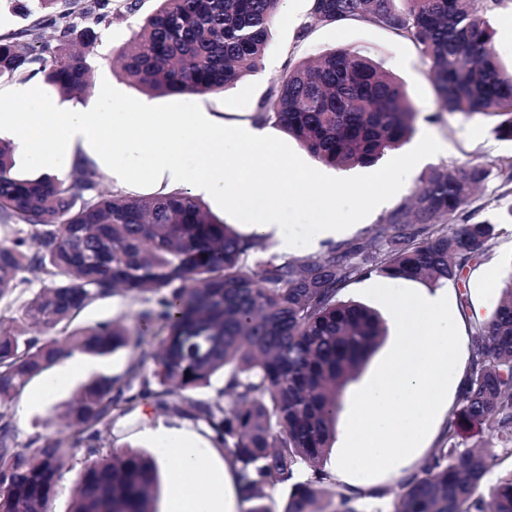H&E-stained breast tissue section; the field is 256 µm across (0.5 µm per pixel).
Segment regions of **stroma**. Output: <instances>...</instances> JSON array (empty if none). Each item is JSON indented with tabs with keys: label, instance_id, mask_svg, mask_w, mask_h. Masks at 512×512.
<instances>
[{
	"label": "stroma",
	"instance_id": "stroma-1",
	"mask_svg": "<svg viewBox=\"0 0 512 512\" xmlns=\"http://www.w3.org/2000/svg\"><path fill=\"white\" fill-rule=\"evenodd\" d=\"M154 5V0H140L137 13H123L113 17L111 25L101 31L95 45L99 66L94 78L95 87L110 86L122 101L142 104L152 112H205L224 120L229 127L248 122L258 105L275 95L279 80L289 64L337 47L368 51L407 84L418 109L417 131L397 152L388 153L370 167L339 170L326 166L312 158L279 126L273 124L269 127L270 150L281 160L284 167L309 173L320 179L323 185L334 186L337 193H344L352 186H366L375 175L383 176L384 182L380 191L386 197L385 204L370 211L364 223L351 225L343 236L344 241L369 237L374 225L380 223L390 211L408 198L421 176L430 168H459L471 162H486L512 156V142L499 140L492 131L490 121H467L457 114L438 113L428 67L420 49L414 43L371 23H310L309 0H282L272 22L269 46L260 67L234 85L208 95L149 96L115 75L107 59L114 49L131 39L140 17L150 13ZM303 25L307 26L308 32L301 38L297 32ZM399 157L407 159V169H395L394 162ZM511 274L512 224H497L496 234L488 243L484 262L467 276L464 291L468 294L467 306H460L458 296L461 291L455 285L449 284L445 287L460 334L458 371H465L468 364L475 337L473 320H484L492 315L501 297V283ZM128 358V351L114 353L103 359L101 364L92 365L89 372L70 378L48 401L35 398L43 385L42 380L38 379L29 384L19 397L20 402L25 405L23 412L16 415L19 440H26L37 422L46 420L49 421L51 429H59L60 421L53 409L54 404L67 401L88 376L100 373L120 374ZM458 396V391H449L444 410L436 416L423 448L406 467L393 469L370 479L340 474L336 471L339 450L334 447L325 463L326 470L334 473L337 483L342 485L363 489L382 488L391 493L395 492L401 480L417 471L423 458L437 447L445 432L448 413L458 404ZM158 424L189 432L195 429L191 421L159 415L152 407L142 405L115 425L107 437V442L118 447L131 445L152 449L149 430Z\"/></svg>",
	"mask_w": 512,
	"mask_h": 512
}]
</instances>
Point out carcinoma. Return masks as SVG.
<instances>
[{
	"label": "carcinoma",
	"mask_w": 512,
	"mask_h": 512,
	"mask_svg": "<svg viewBox=\"0 0 512 512\" xmlns=\"http://www.w3.org/2000/svg\"><path fill=\"white\" fill-rule=\"evenodd\" d=\"M506 0H310L316 23L368 22L409 39L428 66L438 112L495 120L512 142V74L501 68L491 15ZM34 21L0 35V79L36 80L66 98L92 89L98 29L139 0H9ZM281 0H157L112 56L118 76L156 96L206 95L258 69ZM407 85L357 48L288 69L255 121H274L326 166L374 165L416 131ZM495 176L512 195V160L433 168L409 203L363 243L320 258L274 253L184 192L106 194L83 163L70 177L24 175L0 140V512H53L64 469L79 460L69 512H155L153 455L106 448L105 435L140 405L201 425L224 449L246 512H368L385 491H353L323 462L348 385L386 336L375 310L342 298L375 273L436 289L484 261L496 224L460 214ZM35 273L38 287L27 274ZM121 295L136 326L80 323ZM476 341L438 447L404 478L390 512H512V471L483 489L499 454L512 456V278ZM131 350L120 376L81 384L64 428L18 442L12 404L75 354ZM219 375L215 395L194 394ZM465 427L493 441L461 447ZM288 487L275 502L277 486Z\"/></svg>",
	"instance_id": "cac0c4a2"
}]
</instances>
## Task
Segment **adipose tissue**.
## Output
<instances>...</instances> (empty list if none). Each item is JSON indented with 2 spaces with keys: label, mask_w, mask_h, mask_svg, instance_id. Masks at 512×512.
I'll return each instance as SVG.
<instances>
[{
  "label": "adipose tissue",
  "mask_w": 512,
  "mask_h": 512,
  "mask_svg": "<svg viewBox=\"0 0 512 512\" xmlns=\"http://www.w3.org/2000/svg\"><path fill=\"white\" fill-rule=\"evenodd\" d=\"M30 91L22 84L10 98H0V137H12L31 166L68 172L80 162H109V155H116L113 182L134 177L185 182L189 195L223 203L247 233L273 239L284 252L295 244L283 223L285 210L313 217L315 232L307 239L312 246L343 234L347 224L384 204L372 184L360 193V207L345 208L335 189L312 186L310 177L296 170L283 173L259 123L237 126L229 136L207 113L148 112L117 100L107 88L99 90L90 111L62 112L42 103L26 112L22 106L29 103ZM228 156L232 165H221ZM188 157L199 158V166L188 169ZM151 441L159 461L176 462L169 512H238L236 478L217 449L165 425L154 429Z\"/></svg>",
  "instance_id": "ef3b65f1"
}]
</instances>
